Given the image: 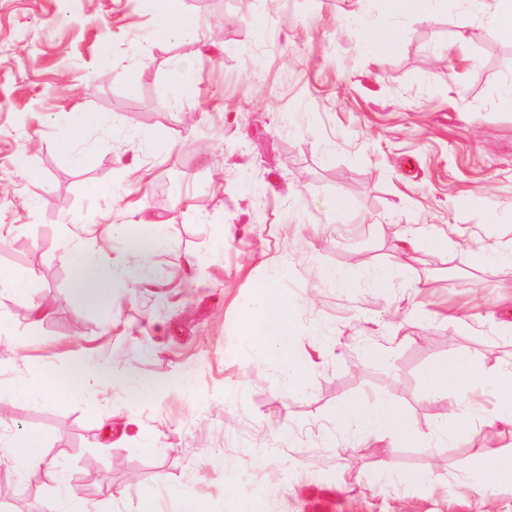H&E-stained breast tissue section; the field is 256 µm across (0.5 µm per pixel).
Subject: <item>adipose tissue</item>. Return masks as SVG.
<instances>
[{
	"instance_id": "adipose-tissue-1",
	"label": "adipose tissue",
	"mask_w": 512,
	"mask_h": 512,
	"mask_svg": "<svg viewBox=\"0 0 512 512\" xmlns=\"http://www.w3.org/2000/svg\"><path fill=\"white\" fill-rule=\"evenodd\" d=\"M103 118L96 113H84L72 124L58 141L59 150L76 164L91 165L95 156L82 148L87 128L101 125ZM138 235L126 238L124 254L115 257L110 265H102L97 255L73 248L71 291L90 306L104 313H112V288L114 282L132 277L144 283L148 280L146 262L166 243V227L149 218L139 221ZM284 271L273 267L257 299L246 309V324L242 330V344L252 360L259 365H278L287 389L299 387L305 376L304 362L297 359L291 341L295 334L297 308L284 296L278 282ZM108 379L112 366L101 362L90 367L78 368L66 375L45 374L40 381L14 378L0 383V394L21 398L37 404L41 402H65L70 396L84 392L88 377ZM422 385L434 398L449 397L461 412L453 420L439 423V437L456 440L461 431H473L474 419L468 410L477 402L479 394L491 395L494 400L492 416L499 422L512 426V359L500 361L493 367L480 368L465 355L455 354L445 360L427 364L420 373ZM335 418L341 425L351 448L369 447L370 437L396 435L409 442L414 430L406 424L398 407L381 400L370 405L345 402L336 407ZM44 438L36 433H21L9 438L0 437V449L17 471L43 470L48 479L57 483L59 494L49 501L47 512H85L87 501L68 486L65 478L53 468L43 454ZM474 467L483 477L479 489L481 496L492 499L498 484L512 479V452L496 455L477 451Z\"/></svg>"
}]
</instances>
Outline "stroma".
I'll list each match as a JSON object with an SVG mask.
<instances>
[{
  "label": "stroma",
  "mask_w": 512,
  "mask_h": 512,
  "mask_svg": "<svg viewBox=\"0 0 512 512\" xmlns=\"http://www.w3.org/2000/svg\"><path fill=\"white\" fill-rule=\"evenodd\" d=\"M155 8L0 0V267L36 277L0 297L13 331L0 379L81 358L113 371L62 404L2 399L0 427L42 433L92 512L148 499L172 512L181 498L207 512L228 499L237 512H481L471 454L487 436L512 450V428L485 417L487 395L470 440L436 443L453 413L419 374L458 351L485 368L512 355V265L488 274L477 259L483 246L512 253V42L468 0L399 23L380 0H182L195 32L171 41L150 36ZM397 23L398 50H371ZM84 112L105 119L87 134L88 168L57 147ZM157 139L165 156L149 150ZM143 212L168 226L153 283L116 282L102 321L71 294L60 242L111 261ZM416 227L444 246L403 247ZM276 266L310 375L292 393L240 343ZM381 266L395 275L385 295L370 281ZM328 269L347 287L324 282ZM377 398L397 404L413 441L337 455V404ZM412 472L429 483H396ZM1 479L16 494L0 512H45L56 494L4 464Z\"/></svg>",
  "instance_id": "stroma-1"
}]
</instances>
